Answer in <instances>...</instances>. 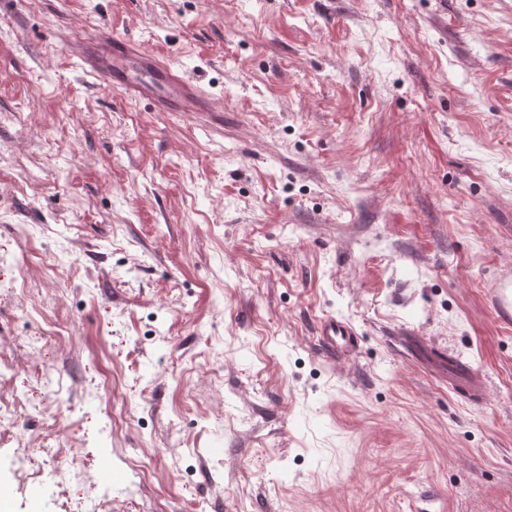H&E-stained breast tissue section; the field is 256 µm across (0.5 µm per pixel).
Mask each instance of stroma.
Listing matches in <instances>:
<instances>
[{
	"label": "stroma",
	"mask_w": 512,
	"mask_h": 512,
	"mask_svg": "<svg viewBox=\"0 0 512 512\" xmlns=\"http://www.w3.org/2000/svg\"><path fill=\"white\" fill-rule=\"evenodd\" d=\"M72 27L225 113L127 101ZM505 274L512 0H0V394L38 409L0 428L14 512H81L130 451L148 490L107 512H512ZM43 438L86 462L65 495L22 473ZM76 66L123 97L147 102L155 112H224L198 82L125 32L70 29L64 43ZM319 342L332 355L343 356L356 343L355 331L345 322L334 317L324 320L318 327Z\"/></svg>",
	"instance_id": "1"
}]
</instances>
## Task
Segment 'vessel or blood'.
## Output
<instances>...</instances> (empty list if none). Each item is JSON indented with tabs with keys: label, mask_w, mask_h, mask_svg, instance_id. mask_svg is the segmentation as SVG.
<instances>
[{
	"label": "vessel or blood",
	"mask_w": 512,
	"mask_h": 512,
	"mask_svg": "<svg viewBox=\"0 0 512 512\" xmlns=\"http://www.w3.org/2000/svg\"><path fill=\"white\" fill-rule=\"evenodd\" d=\"M65 47L86 75L102 80L123 97L148 103L156 112H220L224 105L198 82L123 32L70 30ZM319 342L336 356L356 343L355 331L336 318L324 320Z\"/></svg>",
	"instance_id": "vessel-or-blood-1"
}]
</instances>
